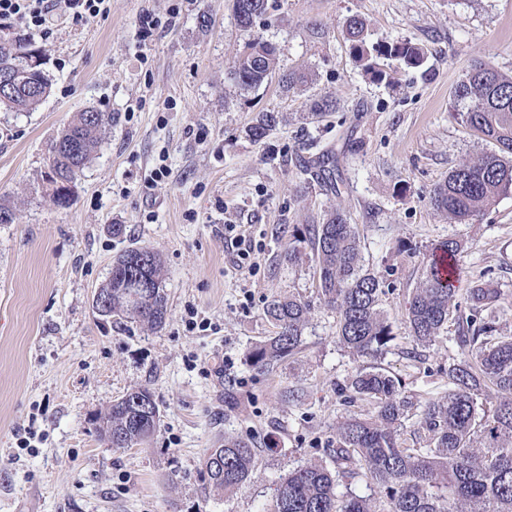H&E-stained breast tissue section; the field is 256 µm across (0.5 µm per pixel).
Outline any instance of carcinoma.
Returning a JSON list of instances; mask_svg holds the SVG:
<instances>
[{
	"instance_id": "cac0c4a2",
	"label": "carcinoma",
	"mask_w": 512,
	"mask_h": 512,
	"mask_svg": "<svg viewBox=\"0 0 512 512\" xmlns=\"http://www.w3.org/2000/svg\"><path fill=\"white\" fill-rule=\"evenodd\" d=\"M267 11V0H236L235 16L245 28L255 27ZM354 61L374 78H381L375 58L385 56L409 67L424 62L423 49L410 42L368 45L365 22L351 17L345 23ZM30 39L18 33L0 35V66L22 69L17 97L0 101L10 112H30L50 89L42 63L31 65ZM277 67L276 46L260 37L247 42L235 66V79L244 89L261 86ZM455 99L464 104L463 121L477 137L496 150L448 173L430 198L432 206L464 221L492 206L512 189V76L486 64H475L456 85ZM112 116L86 109L65 126L49 148V171L76 181L97 152L105 125ZM279 122L276 112H261L248 135L263 140ZM316 259L321 299L338 315L336 341L356 355L375 356L394 339L392 325L379 307L383 294L379 277L363 269L355 228L339 212L308 228ZM462 244L448 239L434 244L422 261V278L409 296L404 323L421 345L436 341L448 323L457 288L453 280ZM452 261L442 277L439 260ZM103 288L112 289V314L133 319L152 329L165 322L167 298L162 262L146 248L120 254ZM500 298L497 288L467 289L472 316L465 318L459 345L466 356L449 367L448 394L430 401L419 420L432 447L426 453L407 448L400 439L402 423L414 408L413 396L399 379L378 367L364 369L351 382L353 392L374 402L367 417L353 416L336 427V472L320 464L300 466L275 489L267 512H512V336L494 335L487 321L474 326L475 316L491 311ZM275 335L256 345L247 362L258 370L296 352L309 321L310 305L296 297H273L263 309ZM499 400L487 410L479 403L486 385ZM160 421L152 392L140 388L124 395L97 418L98 433L114 448H133L149 438ZM256 464L254 448L242 439L224 442L203 460L209 484L230 492L243 484ZM366 478L380 489L383 501L352 491L342 495L343 480Z\"/></svg>"
}]
</instances>
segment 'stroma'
Masks as SVG:
<instances>
[{
    "label": "stroma",
    "instance_id": "obj_1",
    "mask_svg": "<svg viewBox=\"0 0 512 512\" xmlns=\"http://www.w3.org/2000/svg\"><path fill=\"white\" fill-rule=\"evenodd\" d=\"M109 7L85 24L52 17L48 38L30 32L50 91L35 111H0V204L15 214L0 224V512H265L289 471L333 464L337 425L372 409L346 394L372 365L417 404L402 441L429 448L419 409L447 393L448 368L462 357L466 288L502 290L495 326L512 336V191L463 223L429 203L451 169L493 149L462 122L454 89L477 62L512 74V0H267L266 25L250 30L233 0ZM146 13L160 20L148 33ZM352 15L365 20L368 42L420 45L424 67L384 59V78L364 73L343 35ZM258 36L277 46L279 67L245 91L232 73ZM292 72L301 79L290 86ZM324 97L333 109L313 115ZM88 108L112 124L60 208L45 193L48 145ZM267 111L280 123L253 141L247 130ZM324 156L336 187L304 169ZM161 164L165 176L146 187ZM335 211L382 281L394 338L374 358L337 343L311 247L296 240ZM228 224L251 243V267L239 266ZM445 239L463 245L460 309L423 347L403 314L427 247ZM140 247L164 265L158 330L93 308L113 260ZM288 295L311 307L301 349L255 370L248 352L275 332L263 307ZM140 387L160 409L155 433L109 447L97 417ZM30 431L31 448H20ZM228 439L250 441L257 457L230 492L202 469Z\"/></svg>",
    "mask_w": 512,
    "mask_h": 512
}]
</instances>
